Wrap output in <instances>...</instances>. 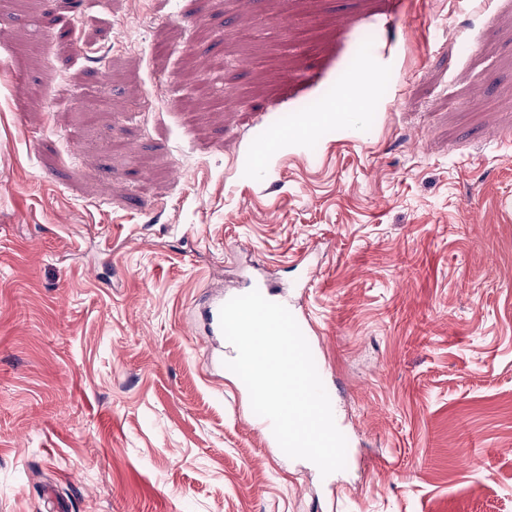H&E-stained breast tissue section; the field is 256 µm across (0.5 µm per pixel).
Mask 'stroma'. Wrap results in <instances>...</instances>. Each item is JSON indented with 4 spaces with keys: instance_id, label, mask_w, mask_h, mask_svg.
I'll return each mask as SVG.
<instances>
[{
    "instance_id": "stroma-1",
    "label": "stroma",
    "mask_w": 512,
    "mask_h": 512,
    "mask_svg": "<svg viewBox=\"0 0 512 512\" xmlns=\"http://www.w3.org/2000/svg\"><path fill=\"white\" fill-rule=\"evenodd\" d=\"M393 8L0 0V512H512V0ZM263 278L305 291L326 477L192 327ZM392 55V49L391 44L384 41H379L372 49L370 53V70L367 75L363 71H356L353 75L352 72L361 65L364 57H365V48L360 47V49L357 51L355 55L352 56L350 59L347 67L343 71V73L340 75L339 82L345 83L352 75V79L356 80L361 78L360 80L370 76V75H376L378 74L376 63L378 61L384 60V59H390ZM365 75V76H364Z\"/></svg>"
}]
</instances>
